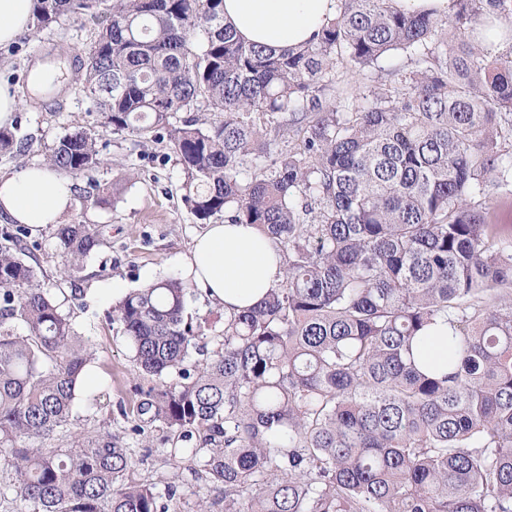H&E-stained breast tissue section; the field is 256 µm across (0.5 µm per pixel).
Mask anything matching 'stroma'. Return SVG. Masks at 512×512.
Returning a JSON list of instances; mask_svg holds the SVG:
<instances>
[{
  "label": "stroma",
  "mask_w": 512,
  "mask_h": 512,
  "mask_svg": "<svg viewBox=\"0 0 512 512\" xmlns=\"http://www.w3.org/2000/svg\"><path fill=\"white\" fill-rule=\"evenodd\" d=\"M92 28V21L64 18L0 46V87L20 101L9 129L23 144L20 152H0V172L44 162L58 139L72 130L96 133L103 163L92 180H75L73 205L62 217L66 224L110 227L103 245L84 264L81 294H73L59 275L62 258L51 228L31 234L40 245L45 288L93 350L89 368L98 382L79 388L73 416L78 427L106 428L123 437L135 450L136 478L158 495L176 486L169 512H195L203 480L191 470L170 467L165 431L148 425L136 434L126 419L141 400L135 389L139 379L127 339L111 313L120 296L157 279L183 275L182 262L205 224L182 201L184 174L170 144L112 132L93 100L81 92L71 48L88 42ZM46 58L66 64L65 79L60 93L35 101L26 93V73Z\"/></svg>",
  "instance_id": "35a3bbf8"
}]
</instances>
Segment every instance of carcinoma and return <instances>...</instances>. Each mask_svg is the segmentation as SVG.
Returning <instances> with one entry per match:
<instances>
[{
    "label": "carcinoma",
    "instance_id": "cac0c4a2",
    "mask_svg": "<svg viewBox=\"0 0 512 512\" xmlns=\"http://www.w3.org/2000/svg\"><path fill=\"white\" fill-rule=\"evenodd\" d=\"M455 2L338 0L312 39L276 49L242 41L224 0H33L35 30L98 22L75 54L81 91L112 131L170 142L190 212L254 224L281 252L283 279L224 313L202 361L181 278L112 307L147 382L137 416L224 512H512V51L486 34L512 27V0ZM202 107L220 118L171 126ZM46 162L91 176L96 134L63 136ZM106 232L53 225L72 288ZM26 237L0 229V499L168 512L123 438L73 429L92 354ZM439 320L446 368L419 354ZM394 7L402 11L436 9L442 15L453 12V0H394Z\"/></svg>",
    "mask_w": 512,
    "mask_h": 512
}]
</instances>
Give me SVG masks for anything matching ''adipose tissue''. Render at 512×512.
<instances>
[{"label": "adipose tissue", "mask_w": 512, "mask_h": 512, "mask_svg": "<svg viewBox=\"0 0 512 512\" xmlns=\"http://www.w3.org/2000/svg\"><path fill=\"white\" fill-rule=\"evenodd\" d=\"M33 0H0V46L29 29ZM337 0H224V19L248 42L289 47L310 40ZM72 181L52 166L0 173V215L38 230L60 223ZM188 279L225 310L256 306L285 273L276 244L251 224L219 221L204 229L184 260Z\"/></svg>", "instance_id": "1"}]
</instances>
